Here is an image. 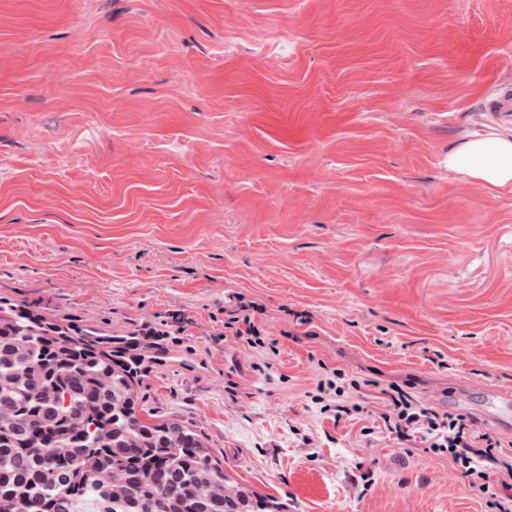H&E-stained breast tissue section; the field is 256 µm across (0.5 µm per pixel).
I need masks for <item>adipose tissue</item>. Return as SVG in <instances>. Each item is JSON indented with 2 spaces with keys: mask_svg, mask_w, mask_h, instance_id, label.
<instances>
[{
  "mask_svg": "<svg viewBox=\"0 0 512 512\" xmlns=\"http://www.w3.org/2000/svg\"><path fill=\"white\" fill-rule=\"evenodd\" d=\"M448 168L489 189L512 185V139L488 136L463 142L449 151Z\"/></svg>",
  "mask_w": 512,
  "mask_h": 512,
  "instance_id": "adipose-tissue-1",
  "label": "adipose tissue"
}]
</instances>
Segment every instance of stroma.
I'll list each match as a JSON object with an SVG mask.
<instances>
[{
    "label": "stroma",
    "mask_w": 512,
    "mask_h": 512,
    "mask_svg": "<svg viewBox=\"0 0 512 512\" xmlns=\"http://www.w3.org/2000/svg\"><path fill=\"white\" fill-rule=\"evenodd\" d=\"M512 0H0V301L165 339L150 413L288 512H496L381 419L512 396V186L448 152L512 119ZM244 294L251 346L224 327ZM361 414L308 394L334 369Z\"/></svg>",
    "instance_id": "obj_1"
}]
</instances>
